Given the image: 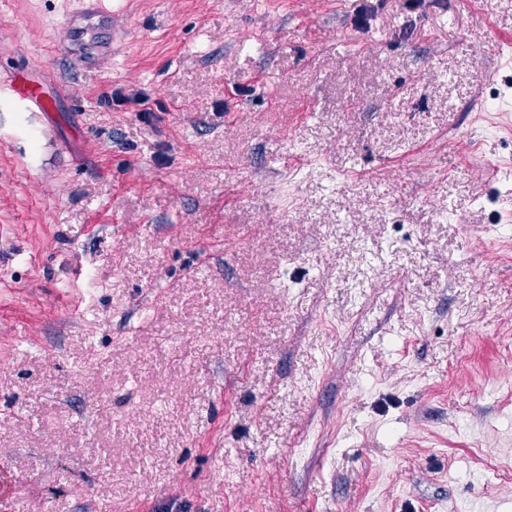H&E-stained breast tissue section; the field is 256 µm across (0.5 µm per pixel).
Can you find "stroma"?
Here are the masks:
<instances>
[{
	"label": "stroma",
	"instance_id": "obj_1",
	"mask_svg": "<svg viewBox=\"0 0 512 512\" xmlns=\"http://www.w3.org/2000/svg\"><path fill=\"white\" fill-rule=\"evenodd\" d=\"M103 5L0 0V512H512V0ZM89 7L73 14L68 20L71 40H80L90 30L112 27V13L104 8L102 0H84ZM6 86L15 104L25 111L50 112L53 108L52 101L46 98L41 88L27 79H11Z\"/></svg>",
	"mask_w": 512,
	"mask_h": 512
}]
</instances>
